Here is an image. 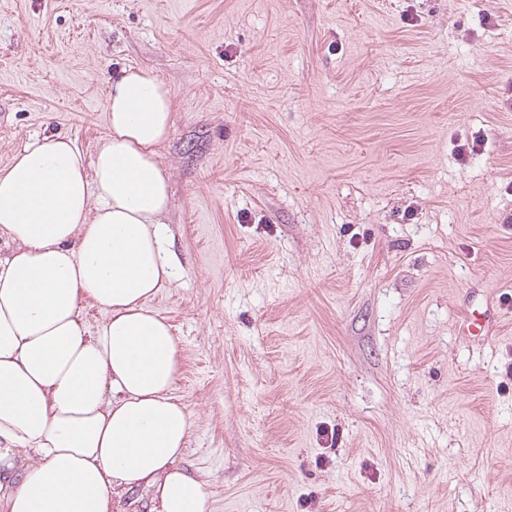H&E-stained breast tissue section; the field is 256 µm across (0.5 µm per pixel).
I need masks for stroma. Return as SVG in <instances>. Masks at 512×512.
I'll return each instance as SVG.
<instances>
[{
	"label": "stroma",
	"instance_id": "stroma-1",
	"mask_svg": "<svg viewBox=\"0 0 512 512\" xmlns=\"http://www.w3.org/2000/svg\"><path fill=\"white\" fill-rule=\"evenodd\" d=\"M129 67L210 512H512V0H0V167Z\"/></svg>",
	"mask_w": 512,
	"mask_h": 512
}]
</instances>
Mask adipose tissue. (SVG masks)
I'll return each mask as SVG.
<instances>
[{"mask_svg": "<svg viewBox=\"0 0 512 512\" xmlns=\"http://www.w3.org/2000/svg\"><path fill=\"white\" fill-rule=\"evenodd\" d=\"M172 116L168 88L127 68L112 76L92 165L48 135L0 169V512H112L137 488L149 512H210L181 464L180 348L149 306L173 279L157 160ZM87 299L108 312L95 336L79 316Z\"/></svg>", "mask_w": 512, "mask_h": 512, "instance_id": "adipose-tissue-1", "label": "adipose tissue"}]
</instances>
